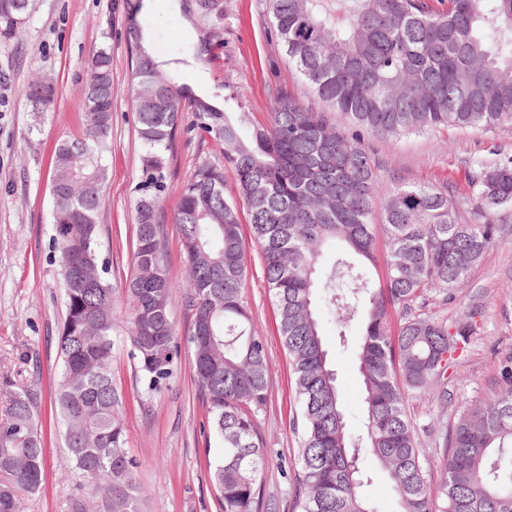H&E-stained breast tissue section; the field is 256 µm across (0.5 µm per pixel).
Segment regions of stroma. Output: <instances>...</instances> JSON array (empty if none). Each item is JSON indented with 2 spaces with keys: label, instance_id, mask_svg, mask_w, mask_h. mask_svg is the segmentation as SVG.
<instances>
[{
  "label": "stroma",
  "instance_id": "stroma-1",
  "mask_svg": "<svg viewBox=\"0 0 512 512\" xmlns=\"http://www.w3.org/2000/svg\"><path fill=\"white\" fill-rule=\"evenodd\" d=\"M26 24L16 39L0 44V411L6 394L28 388L37 395L43 418L52 415L49 385L60 361L57 340L64 320L59 256L54 249L49 193V153L56 143L82 132L83 86L87 64L101 47L112 55V155L99 216L100 258L116 287V336L112 377L123 395L127 450L140 463L141 512H216L210 473L224 456V442L206 436L205 412L193 380L189 353H182L173 377L158 391L146 392L135 374L126 333L123 287L130 277L135 240V203L141 176L142 147L134 122L131 65L124 36L123 0H31ZM221 9L202 16L183 9L179 0H148L142 14L151 47L160 57L197 43L203 33L224 42L218 58L187 68L183 82L223 87L254 121L266 122L273 88H288L301 102L311 94L281 44L270 39L267 0H219ZM53 80L59 89L51 112H30L19 87L32 76ZM380 181L437 186L463 184L469 160L489 159L490 149L512 150V126L492 130L458 128L375 139ZM220 151L199 139L180 141L172 164L174 185L162 202L163 247L167 273L177 288L171 313L179 335L190 328L181 290L186 269L180 231L173 216L180 204L177 183L202 161L221 160ZM501 243L455 290L452 300L427 294L417 312L456 323L472 312L482 316L481 330L448 371L447 406L411 400L408 413L416 426L434 425L420 443L429 460L430 483L441 476L442 440L460 406L486 399L493 391L500 360L512 355V211L499 215ZM244 296L257 334L264 336L270 362L269 400L259 416L268 462L262 474L264 494L276 512H292L286 471L297 444L292 434L294 386L274 323L273 299L263 282L258 250H251ZM349 430L364 432V411L355 350L333 360ZM79 475L64 463L62 439L45 434V480L24 497L21 512H71Z\"/></svg>",
  "mask_w": 512,
  "mask_h": 512
}]
</instances>
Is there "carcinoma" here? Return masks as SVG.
<instances>
[{
	"label": "carcinoma",
	"mask_w": 512,
	"mask_h": 512,
	"mask_svg": "<svg viewBox=\"0 0 512 512\" xmlns=\"http://www.w3.org/2000/svg\"><path fill=\"white\" fill-rule=\"evenodd\" d=\"M270 35L281 42L313 94L303 105L277 91L270 119L253 124L240 107L218 105L179 81L215 54L202 41L161 60L139 22L143 0H123L137 132L143 144L136 202L134 274L124 288L136 373L153 392L167 384L186 342L208 428L224 441L210 473L220 512H268L261 491L267 460L258 416L268 402L270 364L244 300L249 244L259 248L278 332L294 376L297 455L289 483L293 512H378L362 488L380 470L397 512H512V355L499 363L493 396L464 405L443 442V476L431 492L412 399L443 405L447 372L477 321L452 326L414 315L428 293L448 301L500 242L497 213L512 209V154L471 162L463 189L428 184L384 187L370 140L439 128L512 124V0H268ZM31 0H0V42L19 34ZM56 84L32 78L21 90L43 114ZM82 136L54 151L51 213L63 278L65 318L54 428L67 465L88 481L73 512H141L138 463L128 456L122 394L112 381L114 288L99 255L112 136V58L100 49L86 75ZM224 146V162L202 161L179 185L175 217L187 270L191 329L180 339L169 303L161 244V200L183 135ZM238 196L224 193V168ZM382 204L376 215V204ZM381 223H375V219ZM387 243L375 282L377 232ZM337 314L336 336L354 342L366 433L347 429L344 398L320 327V308ZM359 333L349 335L353 324ZM0 415V512H19L44 468L37 396L8 395Z\"/></svg>",
	"instance_id": "obj_1"
}]
</instances>
